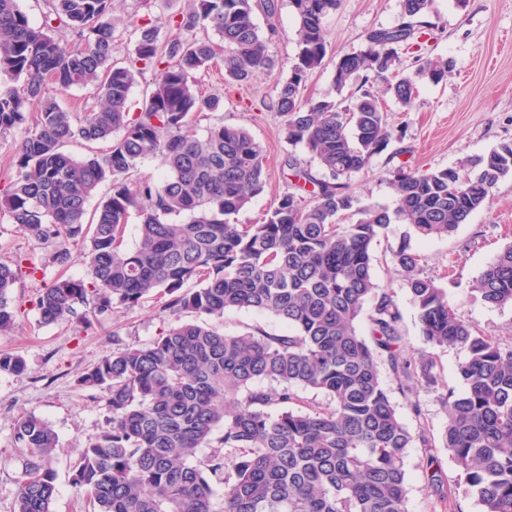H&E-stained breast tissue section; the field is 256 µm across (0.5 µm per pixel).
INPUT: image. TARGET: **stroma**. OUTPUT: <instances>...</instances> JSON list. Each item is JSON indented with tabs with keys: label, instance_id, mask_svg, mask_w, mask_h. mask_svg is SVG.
<instances>
[{
	"label": "stroma",
	"instance_id": "obj_1",
	"mask_svg": "<svg viewBox=\"0 0 512 512\" xmlns=\"http://www.w3.org/2000/svg\"><path fill=\"white\" fill-rule=\"evenodd\" d=\"M112 6L115 13L134 24H160L161 38L168 39L178 31L167 26V19L185 11L188 0H113ZM401 10V0H341L336 13L324 21L327 54L322 66L309 75L304 98H335L336 61L362 48L368 30L395 25ZM428 20L431 36L422 37L420 52L405 53L403 60L409 64L419 54L438 56L451 60L452 70L440 83L421 86L411 109L387 100L386 108L399 137L352 176L351 189L362 204L393 207L387 179L398 165L421 170L452 167L512 141V0H436ZM272 22L276 33L268 51L274 61L273 71L258 73L247 84H230L224 80V58L219 55L197 76L202 96L219 97L221 103L218 111L193 124V132L200 135L207 126L222 123L239 125L264 150L265 187L237 215L241 224L262 219L287 191L281 171L285 155L295 154L308 167L314 164L303 146L288 142L283 120L273 108L277 83L288 76L297 54V26L289 0H279L278 15ZM406 236L424 257L425 273L445 288L462 319L511 344L512 307L485 304L472 293L471 286L484 267L512 245V177L499 181L489 206L473 213L448 236L421 239L413 236L410 225L394 223L374 242L375 281L392 291L402 313L403 350L416 355L428 348L420 333L417 311L389 261L392 249ZM19 253L38 263L44 260L47 249L18 230L8 214L0 213V261ZM55 273L50 267L41 276H20L15 288L22 303L17 328L10 335H0V351L18 353L25 361L21 373L0 372V512H16L21 462L14 447L13 420L25 413L51 423L59 436L52 463L59 489L54 512H84L71 485L73 467L105 427L108 411L103 398L92 397L77 384L76 375L111 351L114 341L137 346L156 338L164 327L150 302L115 310L107 322L82 335L63 324H41L33 299ZM220 325L230 335L254 329L277 334L288 330L274 317L247 309L226 311ZM392 398L410 430H425L434 441L431 449L407 451L408 512L442 510L427 487L423 465L429 455L463 512H480L475 499L464 495L456 462L444 446L447 416L440 390H420L422 413L418 416L400 393H393Z\"/></svg>",
	"mask_w": 512,
	"mask_h": 512
}]
</instances>
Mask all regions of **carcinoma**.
<instances>
[{
    "label": "carcinoma",
    "instance_id": "1",
    "mask_svg": "<svg viewBox=\"0 0 512 512\" xmlns=\"http://www.w3.org/2000/svg\"><path fill=\"white\" fill-rule=\"evenodd\" d=\"M340 2L290 0L298 53L275 102L286 139L304 145L323 176L285 156L291 190L261 223L238 224L234 216L264 190L263 150L239 126L215 125L202 136L187 130L191 117L220 106L194 83L216 55V44L194 31L218 34L225 79L246 83L271 67L269 38L254 12L271 19L278 0H190L185 13L168 20L183 36L162 41L160 26L136 25L133 53L120 62L113 33L128 22L112 15V0H47L39 27L18 0H0V134L27 127L13 173L0 180V209L49 247L40 265L21 254L0 261V333L15 326L19 275L67 268L74 246L86 274H60L42 289L33 301L42 323L87 330L118 307L164 297L158 312L168 326L157 338L118 343L76 378L104 394L109 413L72 476L91 512H215L219 486L222 512H407V449L433 441L402 421L381 367L418 416L417 393L438 387L440 375L432 353H402L401 313L392 293L375 283L371 246L394 222L422 238L466 223L512 176V142L457 167L398 166L389 178L395 209L361 204L350 177L394 136L375 85L408 109L419 85L441 82L451 65L419 56L414 69L404 68L400 50L419 45L435 0H401L396 25L367 31L361 49L336 61V94L356 88L347 101L302 103L309 74L326 56L324 20ZM60 29L72 41L58 39ZM146 70L155 72L154 87L132 114L130 91ZM49 82L61 91L90 87L97 104L77 116L47 93ZM33 99L41 107L31 114ZM72 141L107 148L78 158L62 151ZM149 156L161 158L164 178L132 179ZM108 180L112 194L86 220L90 199ZM133 213L139 238L128 248ZM391 262L425 343L460 354L456 373L465 390L444 397V443L466 493L484 512H512V345L460 317L408 239L392 250ZM472 290L492 307L512 306L511 245ZM242 308L279 319L288 332L225 334L216 321ZM363 316L368 338L358 329ZM24 369L21 356L0 353V372ZM301 390L327 403L303 406ZM13 429L22 457L17 512H53L57 433L33 414L18 416ZM433 464L430 455L429 489L459 512Z\"/></svg>",
    "mask_w": 512,
    "mask_h": 512
}]
</instances>
